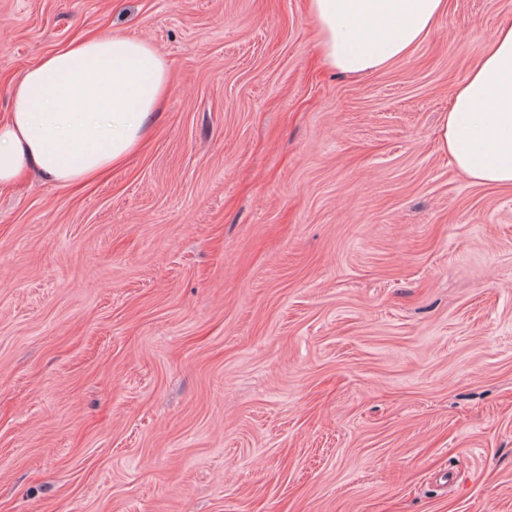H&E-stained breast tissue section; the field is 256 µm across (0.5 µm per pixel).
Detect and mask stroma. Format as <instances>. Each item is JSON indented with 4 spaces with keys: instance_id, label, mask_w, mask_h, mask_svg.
Returning <instances> with one entry per match:
<instances>
[{
    "instance_id": "obj_1",
    "label": "stroma",
    "mask_w": 512,
    "mask_h": 512,
    "mask_svg": "<svg viewBox=\"0 0 512 512\" xmlns=\"http://www.w3.org/2000/svg\"><path fill=\"white\" fill-rule=\"evenodd\" d=\"M512 0L323 66L307 0H0L170 90L126 168L0 193V512H512V188L437 127Z\"/></svg>"
}]
</instances>
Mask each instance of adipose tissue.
Here are the masks:
<instances>
[{
	"label": "adipose tissue",
	"instance_id": "adipose-tissue-1",
	"mask_svg": "<svg viewBox=\"0 0 512 512\" xmlns=\"http://www.w3.org/2000/svg\"><path fill=\"white\" fill-rule=\"evenodd\" d=\"M325 65L364 76L411 54L448 0H307ZM480 59L441 116L438 140L476 183L512 187V23L480 44ZM169 67L131 36L70 41L27 68L0 119V188L27 171L70 187L125 165L148 140Z\"/></svg>",
	"mask_w": 512,
	"mask_h": 512
}]
</instances>
